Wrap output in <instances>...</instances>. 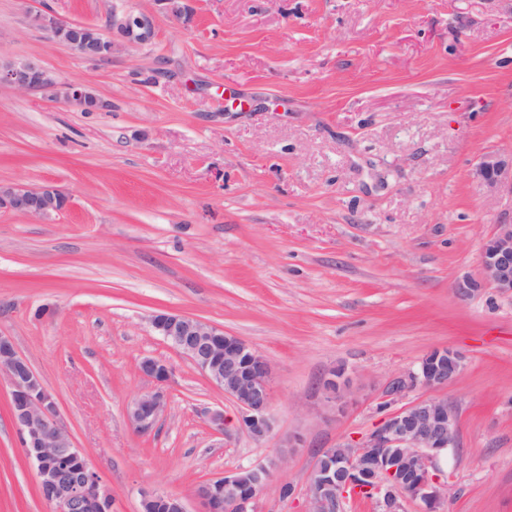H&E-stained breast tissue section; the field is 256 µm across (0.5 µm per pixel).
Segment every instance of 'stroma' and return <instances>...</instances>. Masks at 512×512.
<instances>
[{"label": "stroma", "instance_id": "stroma-1", "mask_svg": "<svg viewBox=\"0 0 512 512\" xmlns=\"http://www.w3.org/2000/svg\"><path fill=\"white\" fill-rule=\"evenodd\" d=\"M113 9L151 14L154 38L91 61L33 21ZM28 58L59 89L0 85V182L55 187L69 207L0 211V334L54 392L112 512H141L145 490L196 512L200 484L270 462L255 512H305L324 449L435 394L459 419L438 461L451 512H512V295L479 264L512 199L475 178L484 155L512 156V0H0V61ZM71 84L107 108L64 102ZM159 311L265 356L267 437L156 334ZM436 347L462 356L460 376L386 400ZM145 357L172 375L140 435L125 408L154 388ZM338 366L341 415L323 391ZM9 398L1 383L0 512H47Z\"/></svg>", "mask_w": 512, "mask_h": 512}]
</instances>
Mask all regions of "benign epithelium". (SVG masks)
I'll list each match as a JSON object with an SVG mask.
<instances>
[{
    "label": "benign epithelium",
    "mask_w": 512,
    "mask_h": 512,
    "mask_svg": "<svg viewBox=\"0 0 512 512\" xmlns=\"http://www.w3.org/2000/svg\"><path fill=\"white\" fill-rule=\"evenodd\" d=\"M37 25L51 44H61L83 58L97 60L112 56L115 37L143 45L154 34L153 17L147 13L111 11L106 29L37 15ZM19 91H47L56 88L50 71L33 60L0 64V83ZM68 99L84 112H99L107 104L95 93L71 86ZM476 178L494 195L512 197V163L497 155L484 156ZM68 198L59 190L31 187L20 182L0 183V210L24 218L47 219L67 209ZM479 262L484 279L504 293L512 292V220L496 225L484 242ZM157 335L170 342L214 386L222 389L240 409L239 424L252 437L262 439L273 428L271 368L257 350L224 328L173 312L152 315ZM143 376L162 383L169 377L168 366L156 359L140 362ZM463 369L461 356L448 348L427 352L416 369L393 378L384 394L390 400L420 387L448 388ZM10 386V416L16 425L25 458L33 465L48 512H112V497L103 478L83 449L74 442L58 408L54 394L45 386L28 360L9 336L0 334V379ZM349 387L345 370L334 369L325 378L326 401L344 410ZM167 411L160 391L135 397L126 407L130 427L140 435L151 433ZM458 417L448 400L432 397L414 402L391 413L362 442L328 448L316 461L306 490L307 512H344L351 496L382 495L384 512H399L400 501L418 500L421 512H446V485L437 469L438 459L455 447ZM84 461L69 470L67 461ZM266 465H249L212 478L195 491L196 512H255L252 505L271 482ZM160 504L165 512H189L184 500L161 491L141 492L142 512Z\"/></svg>",
    "instance_id": "benign-epithelium-1"
}]
</instances>
